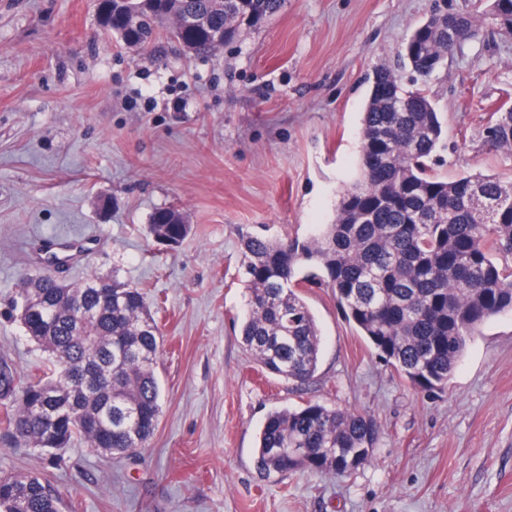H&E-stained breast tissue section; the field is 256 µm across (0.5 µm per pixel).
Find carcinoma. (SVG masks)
Masks as SVG:
<instances>
[{
    "instance_id": "cac0c4a2",
    "label": "carcinoma",
    "mask_w": 512,
    "mask_h": 512,
    "mask_svg": "<svg viewBox=\"0 0 512 512\" xmlns=\"http://www.w3.org/2000/svg\"><path fill=\"white\" fill-rule=\"evenodd\" d=\"M282 0H104L98 26L163 61V40L185 54L216 52L274 14ZM481 12L435 13L418 26L404 62L426 81L480 32L512 38V0ZM203 22L166 23L171 14ZM443 126L422 88L376 69L360 129L357 182L330 224L308 237L239 228L245 289L241 343L254 362L295 385L320 360L321 332L301 289H331L344 319L376 356L423 391L442 390L488 319L512 312V181L434 172ZM483 149L512 156V106L480 132ZM190 232L175 209L157 211L149 233L178 247ZM34 300L22 327L47 362L20 378L0 363V429L15 450L50 453L76 440L103 454L146 447L161 414L155 369L162 345L143 293L117 278L75 284L38 271L22 282ZM379 437L366 415L316 402L270 412L258 437L263 474L345 478L366 463ZM60 496L35 473L0 475V512H60Z\"/></svg>"
}]
</instances>
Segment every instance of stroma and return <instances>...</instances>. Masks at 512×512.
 <instances>
[{
	"label": "stroma",
	"instance_id": "35a3bbf8",
	"mask_svg": "<svg viewBox=\"0 0 512 512\" xmlns=\"http://www.w3.org/2000/svg\"><path fill=\"white\" fill-rule=\"evenodd\" d=\"M100 2L0 0V356L23 376L42 366L17 293L46 241L77 246L59 279L114 274L144 292L162 412L144 450L0 443V473L40 474L62 512H512V314L483 325L435 392L380 361L330 289L304 294L322 335L306 385L259 376L236 322L240 226L304 237L331 223L376 67L434 100L440 177L512 180V157L479 141L512 97V39L483 33L425 83L399 64L411 32L474 0H283L217 54L172 46L159 63L97 32ZM166 208L191 226L174 249L148 232ZM310 400L380 424L369 462L341 480L261 475L265 417Z\"/></svg>",
	"mask_w": 512,
	"mask_h": 512
}]
</instances>
